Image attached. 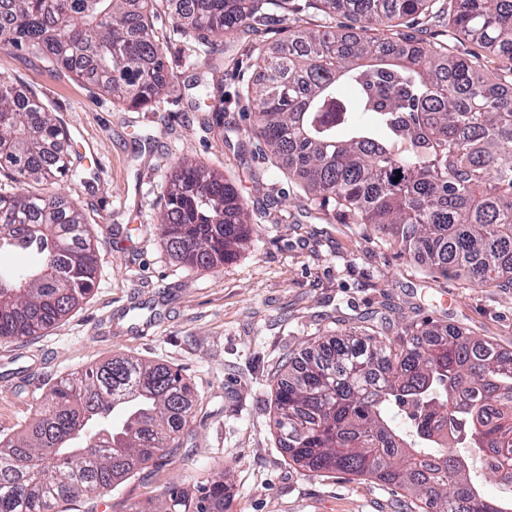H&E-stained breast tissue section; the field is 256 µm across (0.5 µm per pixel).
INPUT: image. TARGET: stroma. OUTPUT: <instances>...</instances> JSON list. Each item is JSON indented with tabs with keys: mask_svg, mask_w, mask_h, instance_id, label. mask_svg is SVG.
<instances>
[{
	"mask_svg": "<svg viewBox=\"0 0 512 512\" xmlns=\"http://www.w3.org/2000/svg\"><path fill=\"white\" fill-rule=\"evenodd\" d=\"M327 24L352 28L344 16L290 0L281 19L226 37L220 125L197 100V81L212 74L171 12L154 20L171 80L149 108L114 103L67 71L0 48V79L48 101L68 129V153L83 158V174L51 190L84 211L99 247L93 291L68 319L31 340L0 339V438L31 422L57 379L120 353L180 369L195 397L172 462L146 464L118 488L78 502V512H150L168 483L191 492L224 469V512H408L400 491L377 480L316 475L289 459L271 422L280 361L350 329L391 338L425 320L512 352V289L430 273L363 226L315 208L251 133L239 93L258 77L253 48L296 25ZM398 31L412 42H445L512 87V58L456 31L448 0ZM185 160L223 173L263 229L211 271L184 265L156 228L166 181Z\"/></svg>",
	"mask_w": 512,
	"mask_h": 512,
	"instance_id": "35a3bbf8",
	"label": "stroma"
}]
</instances>
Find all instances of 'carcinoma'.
Wrapping results in <instances>:
<instances>
[{"label": "carcinoma", "mask_w": 512, "mask_h": 512, "mask_svg": "<svg viewBox=\"0 0 512 512\" xmlns=\"http://www.w3.org/2000/svg\"><path fill=\"white\" fill-rule=\"evenodd\" d=\"M361 32L290 29L258 50L262 77L243 88L251 130L321 209L386 236L442 274L512 288V95L447 45L404 50L372 34L431 0H310ZM450 20L493 53L512 56V0H450ZM164 4L208 61L241 27L288 12V0H0V47L31 53L130 106L169 83L152 18ZM223 83L198 100L218 99ZM66 131L34 92L0 81V170L16 182L77 175L56 147ZM159 215L168 250L209 271L254 229L234 185L182 162ZM27 254L0 270V338L41 335L93 290L95 241L83 213L56 193L0 194V252ZM274 426L288 457L313 474L373 478L418 512H512L488 470L512 488V353L428 321L394 340L350 332L286 358ZM192 388L166 365L119 355L62 377L37 418L0 444V512H71L150 461H170L192 421ZM224 476L190 494L163 489L156 512H221Z\"/></svg>", "instance_id": "carcinoma-1"}]
</instances>
